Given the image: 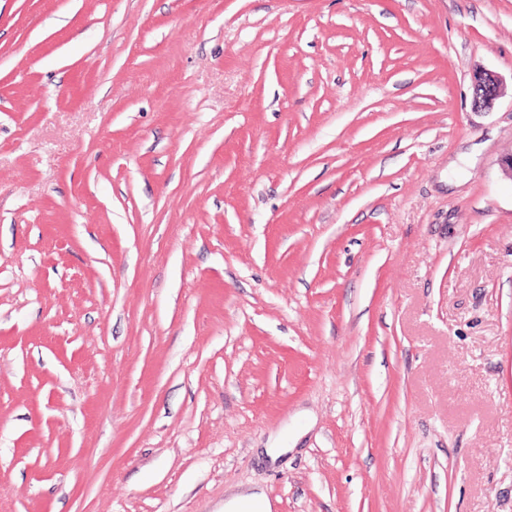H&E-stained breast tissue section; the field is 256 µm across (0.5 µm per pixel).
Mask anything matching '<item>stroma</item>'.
<instances>
[{"mask_svg": "<svg viewBox=\"0 0 512 512\" xmlns=\"http://www.w3.org/2000/svg\"><path fill=\"white\" fill-rule=\"evenodd\" d=\"M509 153L512 0H0V512H512ZM485 85H487L486 92H480L479 88L484 87ZM472 87L473 99H477V105L474 106L477 109H489L500 95L501 80L495 74L478 71L473 74ZM478 94L481 96L477 97ZM225 512H271L270 503L263 492H242L224 505Z\"/></svg>", "mask_w": 512, "mask_h": 512, "instance_id": "stroma-1", "label": "stroma"}]
</instances>
